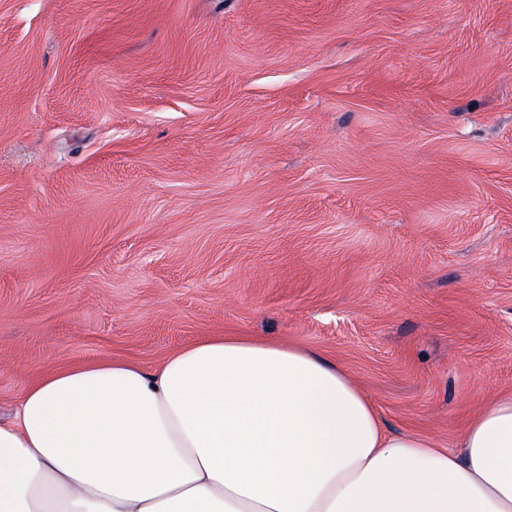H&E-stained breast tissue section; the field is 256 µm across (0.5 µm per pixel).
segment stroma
I'll return each mask as SVG.
<instances>
[{"label":"stroma","mask_w":512,"mask_h":512,"mask_svg":"<svg viewBox=\"0 0 512 512\" xmlns=\"http://www.w3.org/2000/svg\"><path fill=\"white\" fill-rule=\"evenodd\" d=\"M212 336L445 448L512 394V0H0V419Z\"/></svg>","instance_id":"1"}]
</instances>
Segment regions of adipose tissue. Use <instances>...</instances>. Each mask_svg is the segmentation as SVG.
Wrapping results in <instances>:
<instances>
[{
	"label": "adipose tissue",
	"instance_id": "ef3b65f1",
	"mask_svg": "<svg viewBox=\"0 0 512 512\" xmlns=\"http://www.w3.org/2000/svg\"><path fill=\"white\" fill-rule=\"evenodd\" d=\"M0 512H512V396L442 448L299 346L55 369L0 421Z\"/></svg>",
	"mask_w": 512,
	"mask_h": 512
}]
</instances>
